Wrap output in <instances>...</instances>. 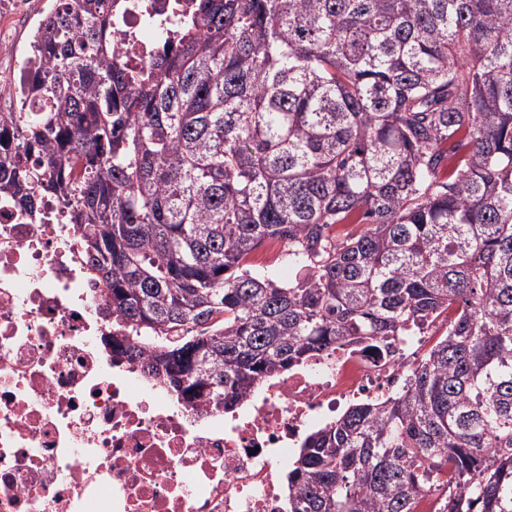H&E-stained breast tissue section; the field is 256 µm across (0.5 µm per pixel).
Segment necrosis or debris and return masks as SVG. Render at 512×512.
Instances as JSON below:
<instances>
[{
  "instance_id": "4bbe7bcc",
  "label": "necrosis or debris",
  "mask_w": 512,
  "mask_h": 512,
  "mask_svg": "<svg viewBox=\"0 0 512 512\" xmlns=\"http://www.w3.org/2000/svg\"><path fill=\"white\" fill-rule=\"evenodd\" d=\"M112 52L137 66L171 0H120ZM0 197V512H287L282 473L316 427L400 389L427 339L353 345L260 385L242 409H184L113 355L80 240L54 201Z\"/></svg>"
}]
</instances>
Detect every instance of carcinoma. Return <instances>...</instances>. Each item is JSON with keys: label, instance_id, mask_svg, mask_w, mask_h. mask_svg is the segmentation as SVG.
Here are the masks:
<instances>
[{"label": "carcinoma", "instance_id": "cac0c4a2", "mask_svg": "<svg viewBox=\"0 0 512 512\" xmlns=\"http://www.w3.org/2000/svg\"><path fill=\"white\" fill-rule=\"evenodd\" d=\"M116 0H54L0 195L67 212L112 352L193 406L446 320L396 393L304 439L288 512H512V0H174L138 67ZM287 247L288 281L252 269Z\"/></svg>", "mask_w": 512, "mask_h": 512}]
</instances>
